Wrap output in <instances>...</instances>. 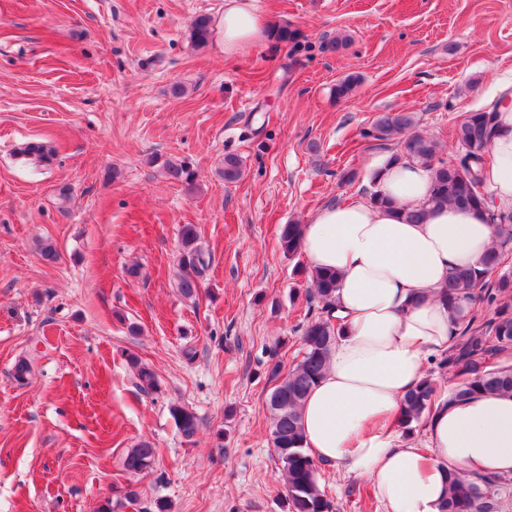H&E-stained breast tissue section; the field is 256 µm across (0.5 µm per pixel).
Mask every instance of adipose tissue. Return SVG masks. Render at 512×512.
Listing matches in <instances>:
<instances>
[{
    "mask_svg": "<svg viewBox=\"0 0 512 512\" xmlns=\"http://www.w3.org/2000/svg\"><path fill=\"white\" fill-rule=\"evenodd\" d=\"M223 28L228 57L266 35L249 0H224ZM495 105L499 134L485 183L496 206L512 210V80L498 85ZM370 167L391 208L356 197L320 208L303 226L310 268L341 276L335 314L343 326L302 406L303 445L325 464L370 478L384 512H441L452 477L512 475V394H439L420 443L401 439L392 422L428 358L446 355L458 337L462 317L439 297L449 270L476 265L496 231L485 214L456 207L407 223L400 209L425 205L430 169L385 157Z\"/></svg>",
    "mask_w": 512,
    "mask_h": 512,
    "instance_id": "ef3b65f1",
    "label": "adipose tissue"
}]
</instances>
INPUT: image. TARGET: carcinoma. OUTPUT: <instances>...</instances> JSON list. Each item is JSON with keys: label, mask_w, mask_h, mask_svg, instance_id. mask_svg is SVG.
Returning a JSON list of instances; mask_svg holds the SVG:
<instances>
[{"label": "carcinoma", "mask_w": 512, "mask_h": 512, "mask_svg": "<svg viewBox=\"0 0 512 512\" xmlns=\"http://www.w3.org/2000/svg\"><path fill=\"white\" fill-rule=\"evenodd\" d=\"M212 32L211 17L200 14L191 22L189 38L194 46L204 47ZM272 35L294 51L305 45L301 32L288 23L273 26ZM495 115L490 108L467 113L454 129L458 152L449 159L440 155L436 139L415 130V118L410 112H384L364 133L375 140L401 143L403 157L426 165L433 173L427 206L403 209L407 223H423L429 207L440 209L454 205L481 211L495 225L499 248L487 252L476 267L454 268L448 272L442 297L458 313L460 306L473 304L476 291L486 286L487 276L504 264L505 248L512 243V211L496 207L485 185L489 149L496 135ZM16 153L44 165L53 160L52 150L40 142L24 143ZM158 160L167 177L180 184L186 194L194 195L199 191L197 174L189 161L152 158L154 162ZM218 174L226 183L239 181L242 166L237 156H224ZM180 237L176 288L184 298L193 300L210 266V255L199 244L195 225H183ZM280 245L288 255L297 253L302 248L301 225H284ZM308 280L311 285L307 290L308 300L317 303L320 312L307 321L303 330L304 352L299 362L284 375L278 361L269 370L276 382L268 397L270 439L286 478L291 512H333V505L319 484V465L303 448L301 409L309 391L326 370L340 329L334 315L339 276L334 271H317L309 274ZM494 290L502 298L495 317L481 328L465 327L448 353V366L461 378L452 392L456 399L477 392L512 393V366L496 367L489 363L490 357L512 349V279L502 277ZM129 362L136 369L140 390L147 394L152 392L157 386L154 372L133 355L129 356ZM434 394L435 387L428 378L407 392L401 401L400 425L407 427L420 421L430 411ZM171 414L182 437L191 441L199 428L196 414L182 405L173 406ZM154 461L155 448L143 442L127 452L123 465L128 473L139 475L151 469ZM499 481L496 475L453 478L443 512H497L495 487Z\"/></svg>", "instance_id": "1"}]
</instances>
